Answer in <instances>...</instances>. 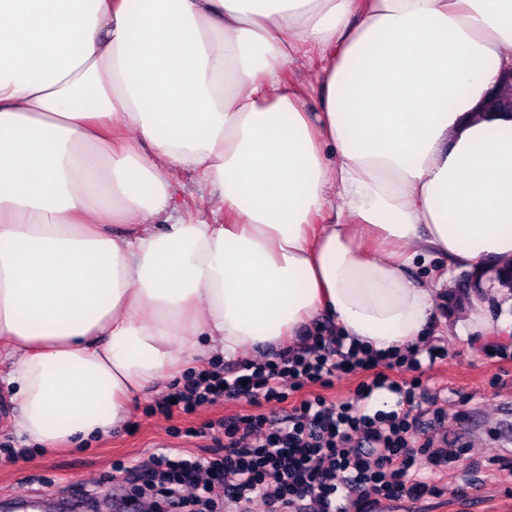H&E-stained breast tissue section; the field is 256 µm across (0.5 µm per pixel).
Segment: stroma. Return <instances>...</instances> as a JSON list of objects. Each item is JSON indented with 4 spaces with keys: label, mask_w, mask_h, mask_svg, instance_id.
<instances>
[{
    "label": "stroma",
    "mask_w": 512,
    "mask_h": 512,
    "mask_svg": "<svg viewBox=\"0 0 512 512\" xmlns=\"http://www.w3.org/2000/svg\"><path fill=\"white\" fill-rule=\"evenodd\" d=\"M466 270L452 269L436 303L437 318L428 328L423 348L441 356L425 370V385L447 388V398L422 408L428 425L420 442L458 450L460 458L436 467V495L413 500L414 512H455L466 502L470 512H512V347L485 343L468 330L471 289ZM172 380L146 389L127 418L107 439L88 440L80 449L46 450L30 444L15 422L19 408L0 387V505L17 498L41 500L44 493L68 495L82 490L86 512H116L113 493L122 475L116 464L146 460L163 445L195 454L208 453L209 426L218 420L257 413L248 399L220 401L190 414L154 412ZM445 421L431 425L434 409Z\"/></svg>",
    "instance_id": "1"
}]
</instances>
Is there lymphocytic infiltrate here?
<instances>
[{
	"mask_svg": "<svg viewBox=\"0 0 512 512\" xmlns=\"http://www.w3.org/2000/svg\"><path fill=\"white\" fill-rule=\"evenodd\" d=\"M301 341L299 349H282L262 362H216L185 375L171 399L159 403V412L189 414L242 396L269 411L219 422L221 456L162 447L128 467V474L145 472L146 491L173 508L195 503L200 512H211L219 483L224 512H241L256 498L267 502L269 512H370L381 499L435 493L432 469L446 453L418 448L424 423L413 414L426 394L421 375L425 363L436 362L434 350L377 352L346 344L318 325ZM355 371L370 378L359 384L354 399L330 402L315 393V386ZM284 378L295 389H308L299 405L287 407ZM378 391L395 396L391 410L364 408V400Z\"/></svg>",
	"mask_w": 512,
	"mask_h": 512,
	"instance_id": "obj_1",
	"label": "lymphocytic infiltrate"
}]
</instances>
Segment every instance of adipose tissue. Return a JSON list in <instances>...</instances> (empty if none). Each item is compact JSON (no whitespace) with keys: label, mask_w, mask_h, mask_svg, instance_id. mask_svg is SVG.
<instances>
[{"label":"adipose tissue","mask_w":512,"mask_h":512,"mask_svg":"<svg viewBox=\"0 0 512 512\" xmlns=\"http://www.w3.org/2000/svg\"><path fill=\"white\" fill-rule=\"evenodd\" d=\"M311 53L313 79L292 69ZM509 66L512 0H0L19 430L108 437L205 347L296 346L323 315L406 347L436 318L441 258L481 276L472 333L512 342L487 289L512 266V114L481 109ZM187 171L209 214L183 209Z\"/></svg>","instance_id":"1"}]
</instances>
